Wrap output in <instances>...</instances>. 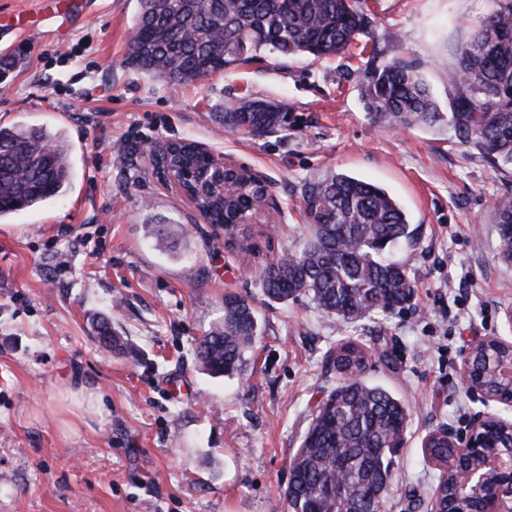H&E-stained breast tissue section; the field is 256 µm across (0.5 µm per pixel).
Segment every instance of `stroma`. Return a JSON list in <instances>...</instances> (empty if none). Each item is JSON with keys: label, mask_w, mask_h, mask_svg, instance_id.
Returning <instances> with one entry per match:
<instances>
[{"label": "stroma", "mask_w": 512, "mask_h": 512, "mask_svg": "<svg viewBox=\"0 0 512 512\" xmlns=\"http://www.w3.org/2000/svg\"><path fill=\"white\" fill-rule=\"evenodd\" d=\"M360 2L371 30L341 55L261 51L175 85L127 63L138 0H0V125L61 131L73 169L63 196L0 219V512H290V462L339 382L327 356L346 336L387 351L365 379L410 413L385 512H428L440 474L424 456L429 431L458 436L486 414L512 421V406L484 402L459 374L475 339L512 340V265L492 219L512 169L448 129L376 122L359 86L364 69L400 56L447 108L457 49L491 2ZM246 100L287 112V124L225 128ZM185 138L266 178L254 252L225 248L140 150ZM336 173L386 188L419 228L399 251L413 299L358 324L304 296L270 301L258 279L308 238L304 186ZM228 293L252 303L260 336L243 375L213 378L194 347ZM99 316L136 358L99 345ZM70 382L106 400L74 433L62 429L73 404L58 398Z\"/></svg>", "instance_id": "stroma-1"}]
</instances>
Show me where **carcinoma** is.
<instances>
[{
    "label": "carcinoma",
    "mask_w": 512,
    "mask_h": 512,
    "mask_svg": "<svg viewBox=\"0 0 512 512\" xmlns=\"http://www.w3.org/2000/svg\"><path fill=\"white\" fill-rule=\"evenodd\" d=\"M359 0H163L139 6L128 61L174 84L201 80L268 50L280 56L329 58L345 52L368 32ZM457 90L444 114L420 70L394 57L367 71L361 95L376 120L402 127L450 122L461 142L497 165L512 166V0H493L448 71ZM282 114L246 102L224 113V125L249 134L279 126ZM168 168L182 186L198 190L228 248L255 249L249 221L268 201L263 187L244 172H226L225 191L207 176V156L183 140L169 146ZM72 177L63 139L44 127H0V218L60 197ZM311 221L309 240L267 262L260 284L271 300L301 296L347 323L405 308L415 291L408 265L390 252L416 240L400 203L382 186L336 174L305 187ZM501 257L512 264V197L494 206ZM94 335L106 349L120 346L110 323L99 318ZM259 336L258 316L248 300L224 295V321L196 341L195 355L211 377L245 369L244 355ZM502 351L489 348L475 361L487 390L497 392L490 372ZM370 349L348 338L331 359L340 383L319 405L291 461L284 491L291 512H384L392 480L390 456L400 447L409 410L389 390L366 383ZM424 447L433 459L454 456L447 433L436 429ZM438 486L450 512H469L476 493L456 494L454 473Z\"/></svg>",
    "instance_id": "cac0c4a2"
}]
</instances>
